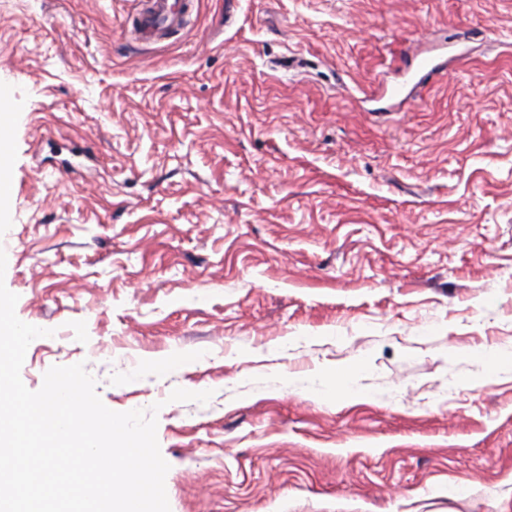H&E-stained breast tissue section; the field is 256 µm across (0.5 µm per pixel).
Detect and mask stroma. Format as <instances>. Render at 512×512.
Listing matches in <instances>:
<instances>
[{"label": "stroma", "mask_w": 512, "mask_h": 512, "mask_svg": "<svg viewBox=\"0 0 512 512\" xmlns=\"http://www.w3.org/2000/svg\"><path fill=\"white\" fill-rule=\"evenodd\" d=\"M135 10L0 0L25 386L160 404L170 512H512V0ZM191 0H141L135 13L140 35L161 41L182 27L185 9Z\"/></svg>", "instance_id": "stroma-1"}]
</instances>
